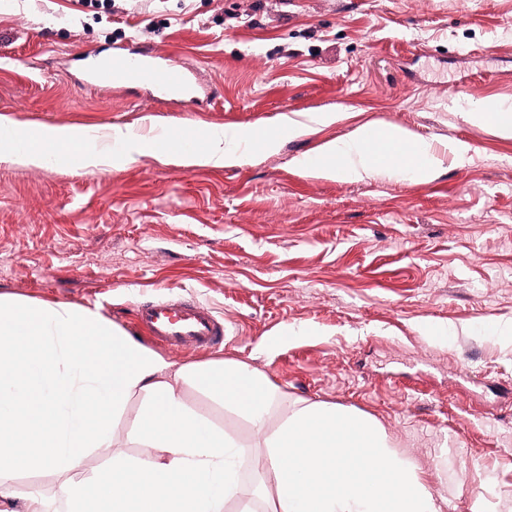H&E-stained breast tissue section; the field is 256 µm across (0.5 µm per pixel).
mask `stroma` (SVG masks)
<instances>
[{
	"label": "stroma",
	"mask_w": 512,
	"mask_h": 512,
	"mask_svg": "<svg viewBox=\"0 0 512 512\" xmlns=\"http://www.w3.org/2000/svg\"><path fill=\"white\" fill-rule=\"evenodd\" d=\"M152 47L209 87L178 107L84 86L77 55ZM512 103V0H0V114L12 146L41 127L229 132L232 168L143 153L86 173L0 163V295L99 311L139 343L143 304L178 296L223 317L209 353L289 400L375 419L419 465L440 512H512V138L471 122ZM335 123L282 136L280 116ZM377 120L444 147L433 179L355 182L303 171L323 142ZM279 139L277 152L256 141ZM18 494L56 512L63 480Z\"/></svg>",
	"instance_id": "obj_1"
}]
</instances>
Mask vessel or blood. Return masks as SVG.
I'll list each match as a JSON object with an SVG mask.
<instances>
[{"instance_id":"b4317fda","label":"vessel or blood","mask_w":512,"mask_h":512,"mask_svg":"<svg viewBox=\"0 0 512 512\" xmlns=\"http://www.w3.org/2000/svg\"><path fill=\"white\" fill-rule=\"evenodd\" d=\"M86 70V83L93 89H149L173 103L191 100L202 84L200 75L174 65L159 51L141 52L136 59L112 52L89 61ZM136 318L154 342L166 346L190 344L208 351L221 346L226 335L223 321L209 306L178 297L144 304Z\"/></svg>"}]
</instances>
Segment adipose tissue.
<instances>
[{
  "label": "adipose tissue",
  "instance_id": "ef3b65f1",
  "mask_svg": "<svg viewBox=\"0 0 512 512\" xmlns=\"http://www.w3.org/2000/svg\"><path fill=\"white\" fill-rule=\"evenodd\" d=\"M134 161L155 137L119 127L102 137L68 127L41 129L0 162L41 167L50 153L80 150V168ZM317 171L354 181L410 174L431 179L442 164L434 146L409 129L368 122L346 140L324 143ZM242 154L226 149L215 129L188 166L231 168ZM191 385L243 420L248 440L232 437L190 407ZM140 400L131 430L121 421ZM151 448L125 457L123 441ZM108 448L112 464L85 476L84 451ZM266 512H438L419 466L381 427L353 409L288 402L260 370L239 361L177 366L132 339L100 313L69 304H30L0 297V512H48L38 495L15 503L12 484L25 470L66 477L67 512H224L243 493L241 461Z\"/></svg>",
  "mask_w": 512,
  "mask_h": 512
}]
</instances>
